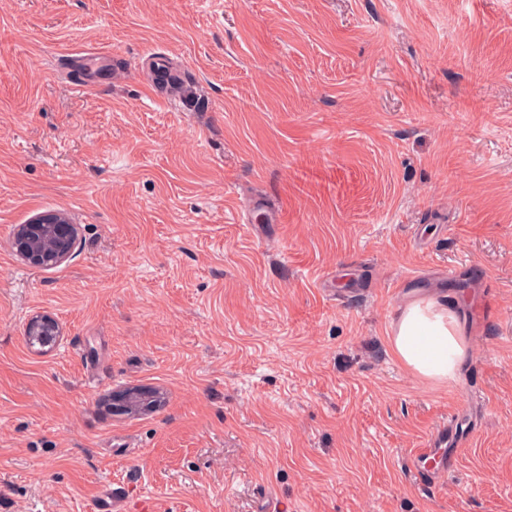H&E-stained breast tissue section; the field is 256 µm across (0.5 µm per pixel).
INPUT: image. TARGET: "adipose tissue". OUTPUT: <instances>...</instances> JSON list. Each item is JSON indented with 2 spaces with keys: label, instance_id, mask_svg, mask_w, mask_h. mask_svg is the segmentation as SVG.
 I'll list each match as a JSON object with an SVG mask.
<instances>
[{
  "label": "adipose tissue",
  "instance_id": "obj_1",
  "mask_svg": "<svg viewBox=\"0 0 512 512\" xmlns=\"http://www.w3.org/2000/svg\"><path fill=\"white\" fill-rule=\"evenodd\" d=\"M389 342L408 371L439 383L454 379L468 353L455 304L438 298L407 301L390 327Z\"/></svg>",
  "mask_w": 512,
  "mask_h": 512
}]
</instances>
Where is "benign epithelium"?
Masks as SVG:
<instances>
[{
  "instance_id": "obj_1",
  "label": "benign epithelium",
  "mask_w": 512,
  "mask_h": 512,
  "mask_svg": "<svg viewBox=\"0 0 512 512\" xmlns=\"http://www.w3.org/2000/svg\"><path fill=\"white\" fill-rule=\"evenodd\" d=\"M79 227L70 223L63 212L39 215L21 224L11 239L13 251L36 269L57 267L73 254ZM45 339L58 335V323L49 316L36 317L28 324L26 336Z\"/></svg>"
}]
</instances>
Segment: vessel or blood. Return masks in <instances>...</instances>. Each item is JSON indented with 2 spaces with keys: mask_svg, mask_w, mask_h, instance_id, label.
<instances>
[{
  "mask_svg": "<svg viewBox=\"0 0 512 512\" xmlns=\"http://www.w3.org/2000/svg\"><path fill=\"white\" fill-rule=\"evenodd\" d=\"M468 415V407L458 408L434 428L423 447L411 450V466L421 490H431L437 478L454 467L461 450L468 444L471 430L478 427L474 420L462 425V418Z\"/></svg>",
  "mask_w": 512,
  "mask_h": 512,
  "instance_id": "obj_1",
  "label": "vessel or blood"
}]
</instances>
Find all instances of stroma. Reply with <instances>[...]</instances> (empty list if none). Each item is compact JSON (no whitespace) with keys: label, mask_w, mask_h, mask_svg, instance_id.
Masks as SVG:
<instances>
[{"label":"stroma","mask_w":512,"mask_h":512,"mask_svg":"<svg viewBox=\"0 0 512 512\" xmlns=\"http://www.w3.org/2000/svg\"><path fill=\"white\" fill-rule=\"evenodd\" d=\"M51 211L79 239L39 270L10 238ZM424 293L466 329L451 382L388 344ZM466 402L420 495L407 455ZM108 483L127 512H512V0H0V512ZM150 59L153 60L150 65L152 66L154 76L159 79L156 81L163 84H165V82L169 83L174 88L183 87L180 70L177 66L165 58L151 57ZM58 323L49 316L36 317L28 324L26 336L31 339L35 333L37 338L31 341V344L36 343L37 339H46L49 336H59Z\"/></svg>","instance_id":"1"}]
</instances>
